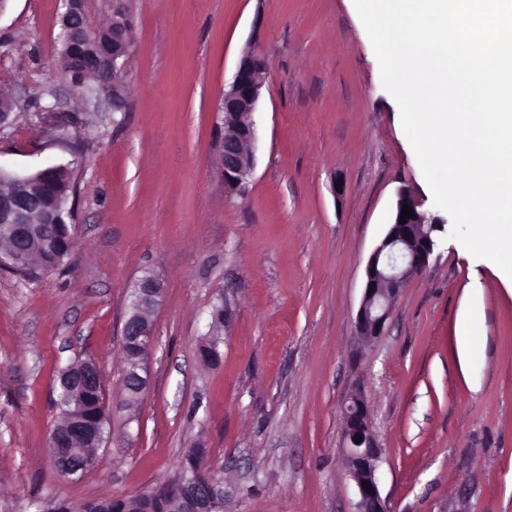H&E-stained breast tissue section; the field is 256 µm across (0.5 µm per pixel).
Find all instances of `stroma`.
<instances>
[{
	"label": "stroma",
	"instance_id": "35a3bbf8",
	"mask_svg": "<svg viewBox=\"0 0 512 512\" xmlns=\"http://www.w3.org/2000/svg\"><path fill=\"white\" fill-rule=\"evenodd\" d=\"M126 3L123 112L81 98L62 71V0L0 12V91L20 105L0 131V167L65 165L77 184L69 268L31 284L0 273V512L137 494L195 443L224 473V512H353L341 409L357 388L392 512H512V278L439 233L384 334L356 331L398 191L438 209L354 0ZM254 39L268 60L254 168L229 199L216 110ZM149 273L163 295L149 386L130 408L122 327ZM221 298L229 313L208 359ZM89 359L109 437L96 468L71 480L48 445L54 388L61 367Z\"/></svg>",
	"mask_w": 512,
	"mask_h": 512
}]
</instances>
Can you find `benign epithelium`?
<instances>
[{
    "mask_svg": "<svg viewBox=\"0 0 512 512\" xmlns=\"http://www.w3.org/2000/svg\"><path fill=\"white\" fill-rule=\"evenodd\" d=\"M61 16L62 34L66 41L89 43L88 54L82 60L83 75L102 74L119 81L124 72L133 44L132 25L124 4L117 0L112 15V54L104 55L92 43L88 33L93 25L85 15L82 0H66ZM267 60L257 46L248 47L241 55L232 82L218 107L222 114L220 126V177L224 194L231 198L242 192L253 169V147L256 111L267 74ZM0 179L14 184L13 192L0 195V224L27 225L38 212L36 198L27 194L26 177L0 169ZM413 210V217L399 223L403 206ZM444 229V220L426 215L406 190L398 191L392 222L371 253L366 269L363 299L356 314L360 336L371 339L384 333L392 313V305L406 280L424 272L434 254L437 233ZM163 286L152 275H146L134 285L130 313L122 328L125 343L140 344L141 351L154 342L152 327L144 312L159 304ZM344 419L342 453L348 476L354 481L358 500L354 512H391L382 498L378 470L383 448L373 432L370 409L364 394L352 393L343 403ZM361 441L354 442L355 438Z\"/></svg>",
    "mask_w": 512,
    "mask_h": 512,
    "instance_id": "obj_1",
    "label": "benign epithelium"
}]
</instances>
